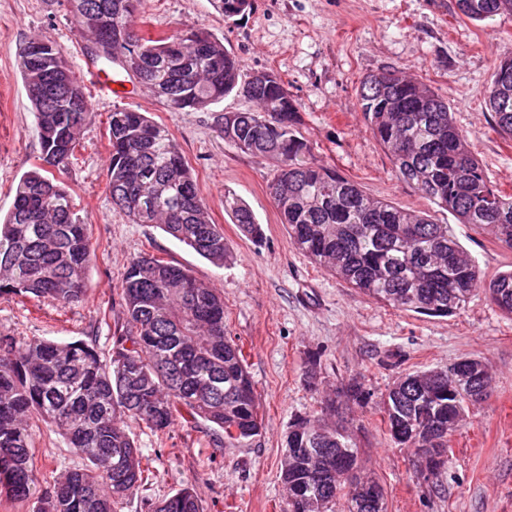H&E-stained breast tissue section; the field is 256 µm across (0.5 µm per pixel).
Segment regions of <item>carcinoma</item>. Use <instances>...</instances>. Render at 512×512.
I'll list each match as a JSON object with an SVG mask.
<instances>
[{
  "label": "carcinoma",
  "instance_id": "obj_1",
  "mask_svg": "<svg viewBox=\"0 0 512 512\" xmlns=\"http://www.w3.org/2000/svg\"><path fill=\"white\" fill-rule=\"evenodd\" d=\"M74 25L112 53L130 45L139 64L133 78L171 112L199 111L235 91L257 103L255 112L217 119L224 139L276 164L269 185L295 247L364 295L392 308L435 317L457 314L483 289L512 316V270L487 281L449 225L370 198L335 170L308 162L298 136L300 104L282 81L257 83L242 93L239 58L204 28L157 40L134 32L140 0H79ZM475 22L512 16V0H456ZM18 68L41 141L42 164L23 173L12 208L0 221V295L33 296L63 306L84 300L93 254L87 225L72 194L47 176L71 163L84 127L93 119L81 81L58 46L28 41ZM488 105L500 135L512 138V57L497 58ZM359 103L371 133L391 156L396 177L419 190L461 224H471L512 248V194L495 188L467 146L451 107L429 87L396 69L366 78ZM112 202L134 224H158L201 257L222 266L224 231L212 222L196 180L167 127L142 112L114 109L108 117ZM224 211L254 237L262 228L237 195L224 193ZM123 322L101 354L79 339L18 342L0 338V500L31 501L35 512H119V505L151 473V459L124 428L132 418L157 435L176 419L205 422L215 448L255 441L259 403L239 344L224 336V298L186 269L150 255L130 261L121 282ZM437 384L417 372L399 377L383 399V420L403 448H446L465 418L470 375L457 363ZM361 408L371 389L353 379L341 390ZM59 429L82 460L53 481L33 465L30 420ZM296 417L283 453L286 512H386L383 488L367 502L359 487L330 471L362 469L346 426ZM290 448H327L318 457ZM155 512H204L190 487L164 499Z\"/></svg>",
  "mask_w": 512,
  "mask_h": 512
}]
</instances>
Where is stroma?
<instances>
[{
    "label": "stroma",
    "mask_w": 512,
    "mask_h": 512,
    "mask_svg": "<svg viewBox=\"0 0 512 512\" xmlns=\"http://www.w3.org/2000/svg\"><path fill=\"white\" fill-rule=\"evenodd\" d=\"M204 28L223 38L244 74L278 75L300 104L298 131L314 165L336 170L367 195L451 225L482 275L512 269V249L457 223L399 181L373 138L358 90L387 67L427 84L452 107L457 126L492 183L512 193V139L495 129L487 105L490 66L512 56V16L478 25L456 0H254L250 12L225 18L214 0H143L135 30L158 39ZM40 39L58 45L76 76L85 72L84 38L71 23L69 0H0V215L10 210L17 180L39 164L41 144L17 66L18 49ZM86 125L69 168L58 173L75 198L94 249L82 303L61 306L0 296V336L112 344L123 320L120 285L130 260L146 253L185 267L224 298V333L242 348L260 403L259 442L215 448L213 429L175 421L164 435L129 419L125 426L152 460L147 485L121 512H153L179 489L193 487L205 512H284L281 460L295 415H312L325 396L351 379L373 393L367 407L347 410L348 427L367 472L382 485L388 512H512V317L475 292L448 317L402 311L369 298L313 264L292 245L268 183L272 161L244 152L218 132L216 117L254 109L234 94L204 111L172 112L142 85L107 99L90 97ZM146 113L165 125L191 168L211 219L221 225L230 257L216 266L155 224L132 223L109 192L108 116L115 108ZM252 209L263 235L245 236L224 211L225 191ZM319 362L316 384L305 372ZM482 360L492 389L471 405L450 441L444 468L425 476L408 449L391 440L381 396L400 376ZM33 463L50 477L80 460L56 428L42 425Z\"/></svg>",
    "instance_id": "stroma-1"
}]
</instances>
